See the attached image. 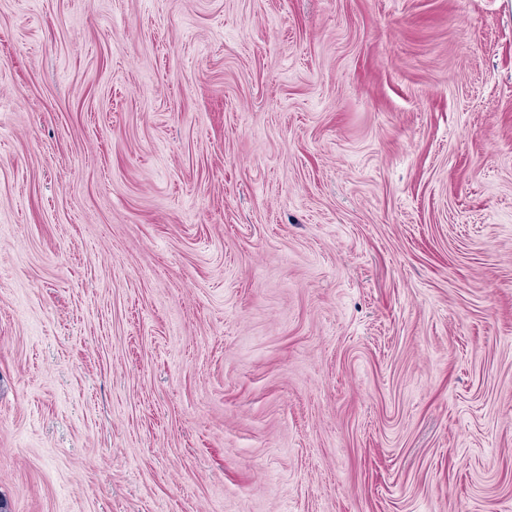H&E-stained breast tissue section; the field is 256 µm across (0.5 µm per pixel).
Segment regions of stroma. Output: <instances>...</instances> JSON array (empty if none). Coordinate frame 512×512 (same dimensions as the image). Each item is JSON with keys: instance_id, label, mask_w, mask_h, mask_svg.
<instances>
[{"instance_id": "stroma-1", "label": "stroma", "mask_w": 512, "mask_h": 512, "mask_svg": "<svg viewBox=\"0 0 512 512\" xmlns=\"http://www.w3.org/2000/svg\"><path fill=\"white\" fill-rule=\"evenodd\" d=\"M0 512H512V0H0Z\"/></svg>"}]
</instances>
